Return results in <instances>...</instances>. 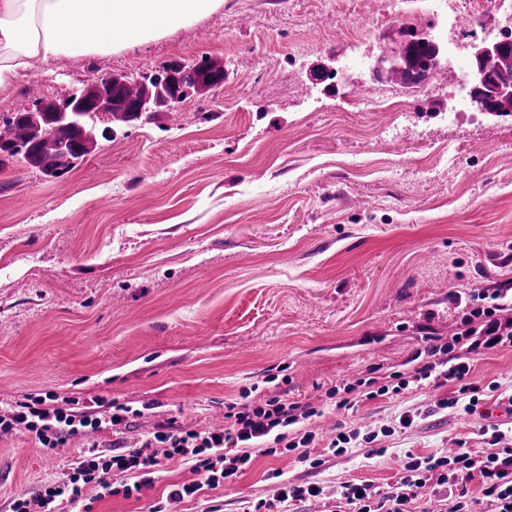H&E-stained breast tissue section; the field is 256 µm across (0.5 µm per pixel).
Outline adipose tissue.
Listing matches in <instances>:
<instances>
[{
    "mask_svg": "<svg viewBox=\"0 0 512 512\" xmlns=\"http://www.w3.org/2000/svg\"><path fill=\"white\" fill-rule=\"evenodd\" d=\"M223 0H0V88L32 58L112 53L216 12Z\"/></svg>",
    "mask_w": 512,
    "mask_h": 512,
    "instance_id": "obj_1",
    "label": "adipose tissue"
}]
</instances>
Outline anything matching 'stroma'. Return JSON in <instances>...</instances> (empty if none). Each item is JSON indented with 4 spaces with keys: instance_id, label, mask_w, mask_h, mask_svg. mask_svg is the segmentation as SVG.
<instances>
[{
    "instance_id": "1",
    "label": "stroma",
    "mask_w": 512,
    "mask_h": 512,
    "mask_svg": "<svg viewBox=\"0 0 512 512\" xmlns=\"http://www.w3.org/2000/svg\"><path fill=\"white\" fill-rule=\"evenodd\" d=\"M458 15L429 0H224L216 12L149 43L93 57L33 62L0 90V118L21 99H61L106 74L138 79L167 64L223 60L226 81L118 136L99 140L61 180L20 161L0 165V409L27 395L143 408L118 433L39 447L0 433V512L75 467L94 443L138 446L158 425L224 423V405L263 384L268 396L322 409L319 436L362 430L411 411L417 426L379 437L385 453H325L308 469L297 452L256 454L232 488H203L164 466L140 498L85 495L90 512H245L274 499V472L316 482L332 512L338 486H386L405 451L442 454L480 434L496 398L477 412L441 410L453 385L415 388L336 410L327 392L370 368L402 369L427 336H451L452 300L512 289V114L492 116L453 95L471 60L437 71L431 88L374 76L407 29L440 40H496L501 17L484 0ZM323 65L346 70L320 84ZM372 105L350 111L352 98ZM286 369L265 383L268 369ZM472 377L512 393V349L474 362Z\"/></svg>"
}]
</instances>
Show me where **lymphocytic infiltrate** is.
Here are the masks:
<instances>
[{
	"instance_id": "f902f5d3",
	"label": "lymphocytic infiltrate",
	"mask_w": 512,
	"mask_h": 512,
	"mask_svg": "<svg viewBox=\"0 0 512 512\" xmlns=\"http://www.w3.org/2000/svg\"><path fill=\"white\" fill-rule=\"evenodd\" d=\"M512 295L500 288L488 293L486 302L468 304L450 338L428 336L414 356L413 365L382 378L361 377L331 388L337 409H350L361 400L398 395L412 386L441 387L454 384L452 397L440 400L439 409H463L474 413L497 382L480 384L470 379L471 364L491 351L512 348ZM251 389H243L239 401L228 403L224 425L195 430L175 422L157 426L144 436L140 446H113L111 453L89 447L88 457L64 479L43 486L34 499L16 498L11 512H31L39 502L42 512H54L65 502L80 512L86 487H97L100 496L126 498L151 488L166 462L188 464L196 481L174 486L169 499L192 496L201 486L212 488L234 482L248 468L255 453L300 451L309 468H320L322 456L311 455L316 435L311 422L320 409L281 397L251 401ZM95 412L78 407H54L46 397L28 396L0 415V431L17 430L30 435L43 447L54 448L65 439L129 427L136 409L125 403L97 400ZM487 450L479 452L458 446L443 455L406 453L395 481L386 487L370 483H346L336 490V512H512V426L494 423L481 427ZM323 487L315 482H282L275 500L257 501L252 512H300L302 503L322 498Z\"/></svg>"
}]
</instances>
